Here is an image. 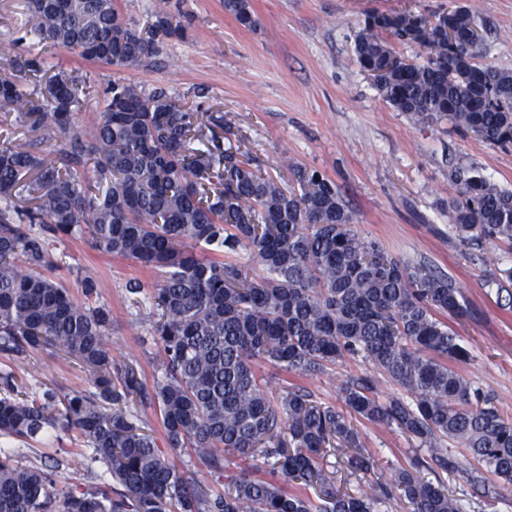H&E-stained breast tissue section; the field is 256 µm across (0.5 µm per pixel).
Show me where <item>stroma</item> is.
Instances as JSON below:
<instances>
[{
	"mask_svg": "<svg viewBox=\"0 0 512 512\" xmlns=\"http://www.w3.org/2000/svg\"><path fill=\"white\" fill-rule=\"evenodd\" d=\"M258 27L246 28L224 8V0H167V10L185 28L181 39H163L128 67L89 62L65 48L46 56L38 80L65 73L90 79L93 90L75 121L91 128L106 104L105 91L118 80L145 93L200 111L221 110L224 122L275 172L287 157L332 179L360 235L374 238L391 254L424 263L450 276L468 314L448 324L470 351L461 372L494 396L512 420V307L498 293L500 272L512 266L504 245L462 244L450 229L448 203L452 167L477 170L512 189V148L462 135L450 124L428 126L383 101L361 71L354 39L371 12L432 13L458 5L477 8L483 35L481 60L512 71V0H250ZM56 276L77 287L80 269L98 276L99 298L112 309V359L134 363L153 385L155 348L149 338L155 319L148 300L132 302L130 278L150 281L130 260L93 250L86 239L65 237L54 248ZM0 369L32 388L63 392L86 389V375L72 361L34 350L21 357L0 355ZM361 440L379 463L380 481L391 482L412 455L400 432L357 421ZM37 455L60 462L59 484L83 486L85 463L72 433L59 441L34 443ZM464 512H512V484L490 473L470 483L445 475Z\"/></svg>",
	"mask_w": 512,
	"mask_h": 512,
	"instance_id": "stroma-1",
	"label": "stroma"
}]
</instances>
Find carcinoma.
Returning <instances> with one entry per match:
<instances>
[{"label": "carcinoma", "mask_w": 512, "mask_h": 512, "mask_svg": "<svg viewBox=\"0 0 512 512\" xmlns=\"http://www.w3.org/2000/svg\"><path fill=\"white\" fill-rule=\"evenodd\" d=\"M165 5L158 0L145 36L118 0H27L41 49L0 73V110L36 133L0 138V352L62 354L89 384L61 396L1 374L0 437L26 444L49 428L75 432L104 467L92 485L59 488L52 466L0 448V512H375L394 497L411 512H461L443 481L422 476L430 461L459 471L449 442L512 484V420L457 370L470 352L437 317L467 314L458 288L359 235L330 178L286 157L276 174L262 171L226 136L224 113L186 108L162 91L114 82L97 123L82 130L74 115L88 82L56 76L43 90L22 86L52 47L120 67L140 62L156 40L184 35ZM224 7L242 26L258 25L248 0ZM474 15L466 6L431 16L372 13L354 53L363 71L379 72L376 88L397 111L509 148L512 72L476 62L480 43L466 32ZM387 34L422 48V60L399 58ZM449 180L460 242L512 249V191L465 168ZM60 235L86 237L156 277L130 279L127 292L152 288L161 440L134 422L143 375L132 363L112 364V313L99 301L95 271L83 269L79 299L51 274ZM241 248L266 276L233 260ZM347 356L375 374L342 381L340 409L296 384L275 398L260 375L269 366L320 378ZM383 381L412 401L381 399ZM354 416L415 444L395 483L377 480L355 495L336 490L324 469L331 457L355 474L378 469ZM181 448L217 471L224 490L208 491L176 469L167 451ZM259 460L268 466L262 476Z\"/></svg>", "instance_id": "obj_1"}]
</instances>
